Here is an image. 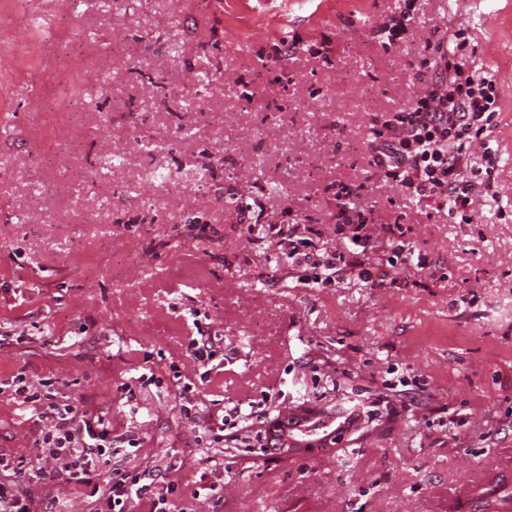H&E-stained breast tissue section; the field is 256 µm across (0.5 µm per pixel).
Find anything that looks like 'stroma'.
I'll return each instance as SVG.
<instances>
[{
	"mask_svg": "<svg viewBox=\"0 0 512 512\" xmlns=\"http://www.w3.org/2000/svg\"><path fill=\"white\" fill-rule=\"evenodd\" d=\"M458 28L498 95L469 224L369 165ZM350 193L374 283L305 281L281 229L336 250ZM21 372L127 436L95 489L32 483L43 506L99 512L116 470L150 469L168 512H473L466 489L512 480V0H0V461L34 467ZM308 410L342 443L270 448ZM410 21V13L407 11L401 17H392L389 22H385L379 26L377 32L382 38V42L384 44L392 45L397 41L402 40Z\"/></svg>",
	"mask_w": 512,
	"mask_h": 512,
	"instance_id": "35a3bbf8",
	"label": "stroma"
}]
</instances>
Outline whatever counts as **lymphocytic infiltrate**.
<instances>
[{"label":"lymphocytic infiltrate","instance_id":"obj_1","mask_svg":"<svg viewBox=\"0 0 512 512\" xmlns=\"http://www.w3.org/2000/svg\"><path fill=\"white\" fill-rule=\"evenodd\" d=\"M446 51L440 54L437 75L400 108L393 122L379 131L371 148V164L392 179L401 191L417 201L444 208L449 218L470 223L474 211L472 186L466 178L468 161L492 112L497 109L495 82L455 62L466 46L463 30L447 32ZM351 246L316 259L292 247L293 264L336 274L342 269L355 272L370 282V267ZM12 383L23 402L44 401L36 444L40 450L37 476L50 475L68 485L91 486L96 461L112 445V418L80 416L68 404L42 399L34 383L19 374Z\"/></svg>","mask_w":512,"mask_h":512}]
</instances>
